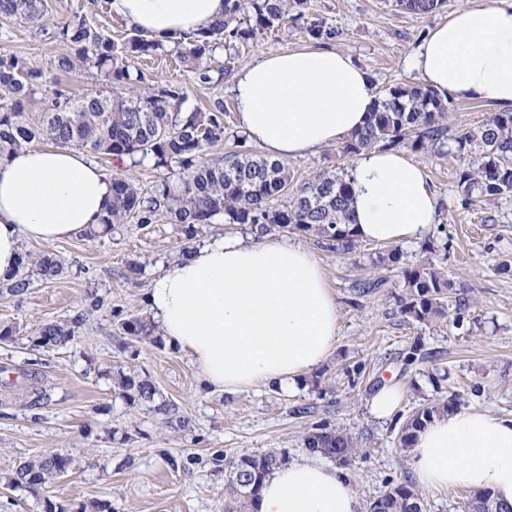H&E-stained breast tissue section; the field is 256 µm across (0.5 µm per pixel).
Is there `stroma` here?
I'll return each instance as SVG.
<instances>
[{
	"instance_id": "stroma-1",
	"label": "stroma",
	"mask_w": 512,
	"mask_h": 512,
	"mask_svg": "<svg viewBox=\"0 0 512 512\" xmlns=\"http://www.w3.org/2000/svg\"><path fill=\"white\" fill-rule=\"evenodd\" d=\"M46 2L48 23L84 16L117 42L132 31L114 12L112 0ZM488 2L447 0L443 10L416 15L394 7L392 0H307L304 13L306 19L341 28L344 35L335 49L351 56L381 89L418 82L408 62L429 30L449 13ZM314 44L293 23L257 33L233 57L221 50L213 54L210 67L228 64L232 71L209 84L199 82L170 54L141 58L136 66L146 82L182 87L187 107L207 110L214 101H223L224 137L207 146L208 156L232 150L259 155L261 145L239 138L234 74L265 55ZM67 51L51 34L0 17V54L23 57L44 74L29 112H40L43 98L56 90L72 98L93 91L113 94L111 83L96 69L59 71L57 58ZM411 158L424 168L436 196L437 221L425 236L401 249L410 264L438 252L454 293L468 301L463 322L449 316L428 323L404 317L399 309L406 293L403 279L398 270L378 264L382 244L364 241L343 254L318 247L312 235L294 233L292 241L313 250L336 296L338 336L330 358L287 395L266 385L235 394L212 391L178 349L126 344L117 337L118 320L146 313L147 283L175 259L185 240L179 225L161 217L144 229L128 221L112 237L97 241L22 240L21 254L56 253L66 272L51 282H35L21 298L0 292V324L28 331L72 317L92 288L106 295L108 305L90 316L66 346L33 351L20 342H0V369L20 371L36 364L50 396L35 410L26 408L22 396L0 398V512H44L49 505L81 512L95 500L111 504L112 512H224L226 459L268 448L286 450L289 459H296L305 454L304 440L320 423L355 439L359 453L346 471L367 506L389 486L409 478L399 429L421 405L453 393L459 408L512 417V271L501 269L503 263L512 264V197L492 205L462 204L455 158L418 152ZM95 161L146 192L173 173L151 157L136 165L101 155ZM284 165L302 180L323 169L351 168L352 163L333 143ZM134 265L142 272L131 280L127 274ZM380 277L386 280L382 288L366 296L356 293L357 282ZM413 346L417 359L405 364ZM121 372L148 373L160 395L191 418L192 431L167 427L147 407L127 404L116 384ZM378 380L403 391L399 409L386 420L376 419L369 408ZM55 450L69 454L73 465L54 483L50 497L9 486L18 462Z\"/></svg>"
}]
</instances>
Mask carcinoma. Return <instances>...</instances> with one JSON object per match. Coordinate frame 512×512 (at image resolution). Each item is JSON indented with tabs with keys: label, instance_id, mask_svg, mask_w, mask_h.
<instances>
[{
	"label": "carcinoma",
	"instance_id": "1",
	"mask_svg": "<svg viewBox=\"0 0 512 512\" xmlns=\"http://www.w3.org/2000/svg\"><path fill=\"white\" fill-rule=\"evenodd\" d=\"M445 0H396L398 7L418 15L435 13ZM304 0H224V18L197 36L181 39L174 47L149 40L138 30L121 44L82 16L56 24L54 36L73 48V54L57 60L60 71L76 63L96 68L112 84H128L131 61L143 56L175 53L204 83L213 81L207 59L217 48L234 46L253 39L257 33L272 31L291 21L305 19ZM0 15L25 24L45 26V0H0ZM308 36L332 42L340 30L322 20L302 24ZM42 72L15 55H0V159L8 158L35 141L77 148L91 154L116 158L151 155L156 164L179 167L177 180L168 179L145 194L128 177L112 176V201L101 222L91 225L79 238L94 241L112 236L115 226L132 218L143 226L164 214L181 227L187 239L200 226L224 218L226 224L248 226L261 238L273 231H300L313 235L322 248L349 253L358 239L351 228L352 185L349 176L336 168L319 171L292 190L291 202L276 201L289 190L292 178L283 163L267 158L247 157L227 152L215 160L205 158L207 145L224 137V106L216 102L206 112L182 111L186 94L179 86L149 84L129 97H108L101 91L72 99L60 92L44 99L43 111L32 117L26 112ZM448 97L423 84L395 83L381 91L364 126L342 142L340 152L347 158L379 149L403 145L412 150H432L442 156L454 153L463 158L455 171L462 202H487L512 196V112H492L477 127L449 134ZM389 267L400 269L407 290L401 299V313L419 323L447 314L448 283L432 260L403 266L397 248L379 256ZM65 269L64 260L45 252L36 259L21 257L13 279L0 283L12 296L25 295L32 279H56ZM81 309L67 320L47 321L26 337L33 350L64 346L75 339L85 319ZM122 335L160 348L162 336L155 320L145 315L123 319ZM31 380L26 408H40L49 396L41 385V373L26 370ZM121 396L131 404L149 403L166 423L189 427L190 420L179 407L166 400L155 402L158 389L149 374L120 375ZM458 409L450 396L415 411L402 426L400 444L411 447L418 429L434 415ZM305 448L340 463L356 456L354 439L325 426L313 428L305 438ZM288 463V454L277 449L242 453L224 466V512H249L265 478ZM72 459L54 452L37 460L16 465L9 485L28 492L45 494L52 481L67 473ZM380 512H421L419 492L409 483L392 485L374 501ZM468 512H512V506L492 500L489 493L475 496Z\"/></svg>",
	"mask_w": 512,
	"mask_h": 512
}]
</instances>
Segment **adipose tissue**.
<instances>
[{
  "mask_svg": "<svg viewBox=\"0 0 512 512\" xmlns=\"http://www.w3.org/2000/svg\"><path fill=\"white\" fill-rule=\"evenodd\" d=\"M113 10L164 43L207 30L224 0H112ZM411 66L433 88L512 107V0L466 7L433 27ZM377 98L369 74L331 48L289 50L244 67L234 84L238 122L273 158L305 155L360 129ZM352 219L358 239L396 244L437 220L423 168L401 152L355 161ZM112 176L68 147H26L0 160V281L18 268L21 238H75L99 223ZM144 300L162 337L214 389L296 390L334 350L336 300L305 247L265 236L216 235L157 273ZM408 464L424 488L490 492L512 505V417L459 410L419 429ZM255 512H362L343 471L309 454L267 477Z\"/></svg>",
  "mask_w": 512,
  "mask_h": 512,
  "instance_id": "1",
  "label": "adipose tissue"
}]
</instances>
